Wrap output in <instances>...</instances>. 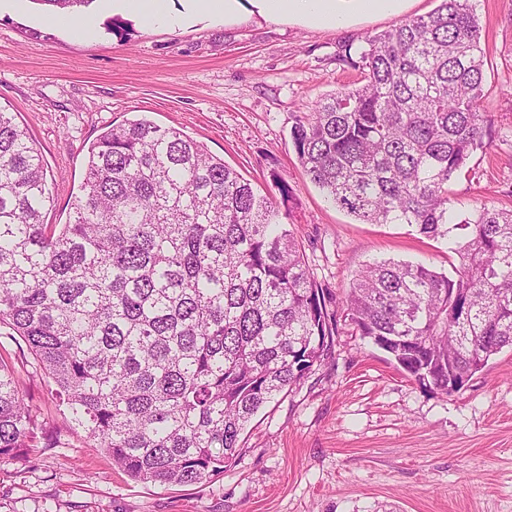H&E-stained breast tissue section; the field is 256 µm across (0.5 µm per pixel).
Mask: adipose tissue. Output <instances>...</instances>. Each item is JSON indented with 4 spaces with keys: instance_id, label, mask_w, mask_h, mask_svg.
I'll return each instance as SVG.
<instances>
[{
    "instance_id": "adipose-tissue-1",
    "label": "adipose tissue",
    "mask_w": 512,
    "mask_h": 512,
    "mask_svg": "<svg viewBox=\"0 0 512 512\" xmlns=\"http://www.w3.org/2000/svg\"><path fill=\"white\" fill-rule=\"evenodd\" d=\"M204 14L232 24L248 15L269 21L294 20L313 28L343 29L354 20L394 15L404 0H190Z\"/></svg>"
}]
</instances>
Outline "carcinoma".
I'll list each match as a JSON object with an SVG mask.
<instances>
[{"label":"carcinoma","instance_id":"carcinoma-1","mask_svg":"<svg viewBox=\"0 0 512 512\" xmlns=\"http://www.w3.org/2000/svg\"><path fill=\"white\" fill-rule=\"evenodd\" d=\"M76 14L94 0H33ZM358 87L295 118L306 175L365 224L445 239L452 271L383 260L342 307L419 384L463 390L512 348V208L455 216L448 182L484 148L485 51L472 0H440L365 39ZM47 170L0 108V329L66 401L73 427L132 479L192 485L240 455L251 420L311 374L337 333L270 194L180 131L109 126L64 224L43 223ZM43 430L0 355V459Z\"/></svg>","mask_w":512,"mask_h":512}]
</instances>
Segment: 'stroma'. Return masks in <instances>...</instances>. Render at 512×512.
Returning <instances> with one entry per match:
<instances>
[{
  "label": "stroma",
  "mask_w": 512,
  "mask_h": 512,
  "mask_svg": "<svg viewBox=\"0 0 512 512\" xmlns=\"http://www.w3.org/2000/svg\"><path fill=\"white\" fill-rule=\"evenodd\" d=\"M487 53L486 149L448 185L452 207H512V0H473ZM178 26L85 9L90 32L46 24L33 0L0 8V105L28 127L48 171L49 224H63L80 192L89 146L107 126L148 119L204 144L259 192L278 195L317 279L344 296L380 259L449 267L446 240L404 224H363L325 201L299 164L293 117L353 86L344 46L396 24L343 30L258 16L235 23L188 13ZM332 355L258 413L235 464L190 486L128 478L71 430L25 347L0 336L44 427L23 457L0 461V512H512V350L460 392L422 387L338 321Z\"/></svg>",
  "instance_id": "1"
}]
</instances>
